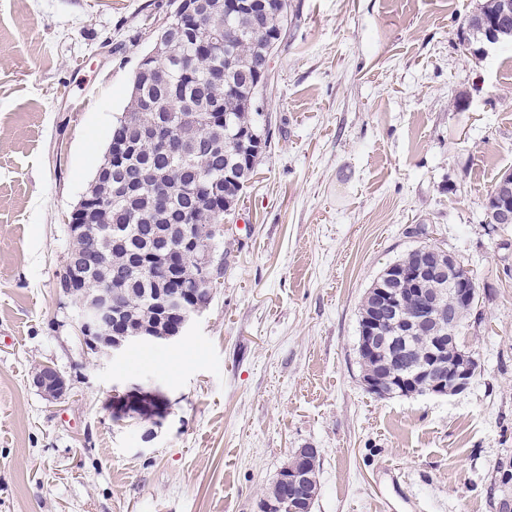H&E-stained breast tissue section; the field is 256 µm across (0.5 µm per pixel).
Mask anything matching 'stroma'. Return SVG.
Instances as JSON below:
<instances>
[{
    "instance_id": "1",
    "label": "stroma",
    "mask_w": 512,
    "mask_h": 512,
    "mask_svg": "<svg viewBox=\"0 0 512 512\" xmlns=\"http://www.w3.org/2000/svg\"><path fill=\"white\" fill-rule=\"evenodd\" d=\"M480 0H288L255 106L270 132L220 248L209 307L172 345L86 353L58 277L171 0H0V512H256L293 449L321 453L312 512H496L512 457V224L484 201L512 172V44L476 57ZM480 299L463 392L378 398L359 307L422 243ZM52 364L59 403L30 382ZM159 385L150 443L113 385ZM32 384L50 402L65 400L70 391L69 378L51 364H41L35 368Z\"/></svg>"
}]
</instances>
